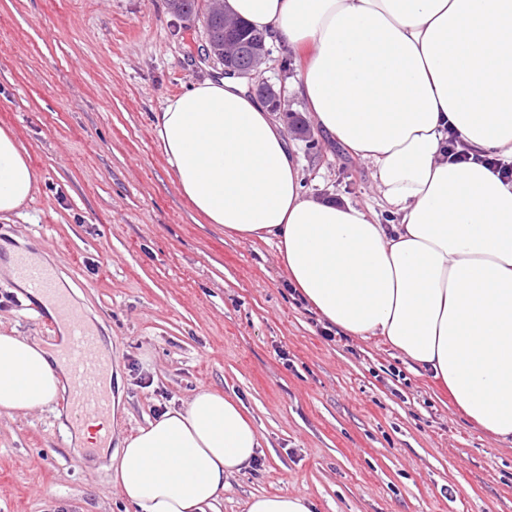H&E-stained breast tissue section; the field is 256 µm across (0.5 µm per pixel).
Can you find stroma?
<instances>
[{
  "label": "stroma",
  "instance_id": "1",
  "mask_svg": "<svg viewBox=\"0 0 512 512\" xmlns=\"http://www.w3.org/2000/svg\"><path fill=\"white\" fill-rule=\"evenodd\" d=\"M206 42L203 14L169 0H0V128L37 175L0 220V331L61 341L6 268L31 252L122 376L110 448L199 390L240 400L260 464L228 479L216 512L280 490L314 512H512V446L387 343L330 327L273 243L226 236L179 192L154 116L221 78ZM267 46L262 76L286 88L303 55ZM287 136L307 197L391 223L368 161L316 126ZM67 398L0 413V512H126L111 456L83 441Z\"/></svg>",
  "mask_w": 512,
  "mask_h": 512
}]
</instances>
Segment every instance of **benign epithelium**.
<instances>
[{"label":"benign epithelium","instance_id":"7a95c632","mask_svg":"<svg viewBox=\"0 0 512 512\" xmlns=\"http://www.w3.org/2000/svg\"><path fill=\"white\" fill-rule=\"evenodd\" d=\"M233 29L229 21H224V52L220 55L212 46L208 48L210 56L224 65V73L247 79L248 90L269 104V110L276 113L279 119L288 122L284 95L268 86V81L260 76V67L268 53L261 48L244 50L232 34Z\"/></svg>","mask_w":512,"mask_h":512}]
</instances>
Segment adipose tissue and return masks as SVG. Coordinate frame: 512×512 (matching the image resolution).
<instances>
[{"instance_id": "1", "label": "adipose tissue", "mask_w": 512, "mask_h": 512, "mask_svg": "<svg viewBox=\"0 0 512 512\" xmlns=\"http://www.w3.org/2000/svg\"><path fill=\"white\" fill-rule=\"evenodd\" d=\"M252 27L304 50L289 89L315 122L373 166L394 215L301 192L281 126L243 81L193 84L155 130L179 192L207 223L276 244L301 298L352 336L380 337L441 381L469 419L512 440V184L480 158L512 160V0H226ZM476 154L448 159V136ZM36 189L0 128V219ZM57 352L0 331V413L55 400ZM260 436L212 390L126 436L112 481L134 512H215Z\"/></svg>"}]
</instances>
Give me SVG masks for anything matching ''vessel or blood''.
<instances>
[{
  "label": "vessel or blood",
  "mask_w": 512,
  "mask_h": 512,
  "mask_svg": "<svg viewBox=\"0 0 512 512\" xmlns=\"http://www.w3.org/2000/svg\"><path fill=\"white\" fill-rule=\"evenodd\" d=\"M13 265L16 276L50 299L57 315L67 325L61 356L70 362L72 368L69 406L73 418L80 421L87 417L105 416L111 410V398L102 388L100 376L107 365L102 362L94 369L87 365V355L94 349L96 338L82 314L60 295L53 269L33 262L25 254L17 255Z\"/></svg>",
  "instance_id": "b4317fda"
}]
</instances>
